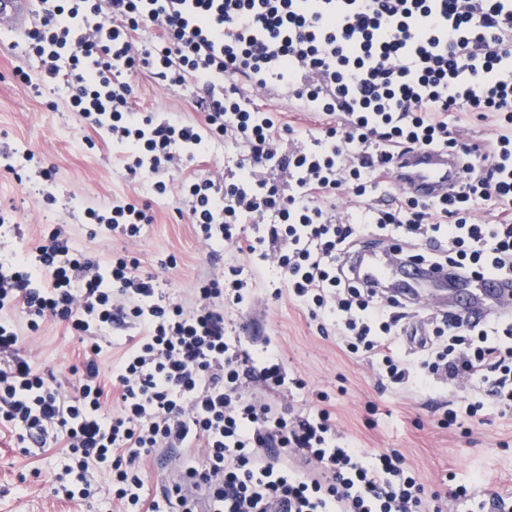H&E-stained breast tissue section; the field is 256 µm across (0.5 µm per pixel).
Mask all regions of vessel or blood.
<instances>
[{
	"mask_svg": "<svg viewBox=\"0 0 512 512\" xmlns=\"http://www.w3.org/2000/svg\"><path fill=\"white\" fill-rule=\"evenodd\" d=\"M36 20L35 0H0V35L25 36ZM455 182V163L447 153L423 148L404 155L398 165V188L434 199L446 195ZM349 265L363 287L378 288L390 283L397 297L426 306L431 288H449L458 296L453 315L471 322L504 315L505 301L512 297V283L493 276H463L454 268L435 267L404 260L396 266L380 255L379 246H366L354 253Z\"/></svg>",
	"mask_w": 512,
	"mask_h": 512,
	"instance_id": "1",
	"label": "vessel or blood"
}]
</instances>
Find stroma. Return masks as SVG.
<instances>
[{
    "label": "stroma",
    "mask_w": 512,
    "mask_h": 512,
    "mask_svg": "<svg viewBox=\"0 0 512 512\" xmlns=\"http://www.w3.org/2000/svg\"><path fill=\"white\" fill-rule=\"evenodd\" d=\"M19 69L28 73L30 83L16 77ZM39 71L37 59L24 49L0 44V153L13 151L17 167L13 173L0 167V213L9 219L0 226V262L33 253L43 235L61 225L76 250L103 260L130 252L140 273L157 278L163 294L187 310L195 306L196 290L204 282L239 268L250 284L251 301L229 313L227 333L256 350L265 337H275L280 361L307 383L293 401L295 410L327 394L338 433L369 450H399L416 471L425 497L435 499L442 512H472L493 493L512 500V417L492 415L481 425L444 428L439 421L461 400V389L447 384L430 390H381L371 363L347 356L335 333H321L306 308L281 291L276 268L256 266L231 248L214 250L198 241L181 176L170 178L161 197L153 195L149 178H127L120 148L81 123L69 109L64 87L33 91ZM131 84L139 110L200 122L191 85L171 87L142 74L133 76ZM249 103L262 112L281 113L284 122L302 130L319 121L318 114L302 111L276 90L251 93ZM27 151L34 153L35 164L25 163ZM40 167L53 169V184L37 176ZM47 188L55 197L50 204L42 195ZM125 197L149 199L154 211L153 223L132 245L121 236L94 232L75 211L80 204L103 208ZM16 324L23 354L41 372L54 375L62 393H73L71 370L83 359L78 339L59 323H45L35 333L24 319ZM373 404L378 407L374 414L368 411ZM63 466L61 448L25 453L14 433L0 432V512H121L106 472H95L97 493L91 502L58 500L53 487ZM460 484L468 486L469 501L453 499Z\"/></svg>",
    "instance_id": "35a3bbf8"
}]
</instances>
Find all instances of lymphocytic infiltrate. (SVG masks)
<instances>
[{
	"label": "lymphocytic infiltrate",
	"instance_id": "obj_1",
	"mask_svg": "<svg viewBox=\"0 0 512 512\" xmlns=\"http://www.w3.org/2000/svg\"><path fill=\"white\" fill-rule=\"evenodd\" d=\"M42 21L27 39L41 81L66 80L69 107L100 137L124 148L128 176L165 175L205 153L209 141L244 147L240 179L188 177L182 189L199 241L225 243L276 266L311 317H333L344 349L368 359L381 389L478 382L448 421L512 415V319L469 323L440 311L422 321L415 358L401 345L410 305L355 284L346 259L364 239L392 240L401 255L465 273L512 280V0H39ZM156 30L140 46L136 32ZM182 85L193 77L201 122L142 114L131 75ZM285 84L303 108L331 121L304 141L273 112L241 105L239 88ZM493 118L494 136L471 146L462 118ZM418 147L461 156L451 195L427 201L387 194L386 175ZM287 171V187L244 180L259 165ZM355 203L341 213L344 200ZM99 229L137 241L154 216L129 198L85 207ZM239 271L210 280L192 310L160 298L135 259L107 262L73 250L64 227L0 265V421L19 443L62 446L66 478L54 493L89 500L94 471L112 476L125 512H424L423 485L398 451L371 453L338 436L331 411L294 413L255 388L305 389L288 376L277 347L231 340L225 307H243ZM30 331L65 324L89 343L76 392L64 396L19 353L15 314ZM142 327L138 339L115 331ZM124 345L110 384L97 357ZM119 411H104L108 398ZM179 450L178 476L144 491L141 461Z\"/></svg>",
	"mask_w": 512,
	"mask_h": 512
}]
</instances>
